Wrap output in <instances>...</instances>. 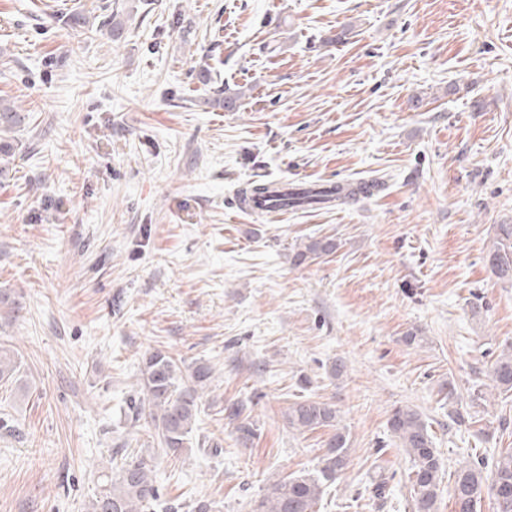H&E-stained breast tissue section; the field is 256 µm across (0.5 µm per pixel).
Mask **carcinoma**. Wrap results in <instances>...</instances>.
<instances>
[{"label": "carcinoma", "mask_w": 512, "mask_h": 512, "mask_svg": "<svg viewBox=\"0 0 512 512\" xmlns=\"http://www.w3.org/2000/svg\"><path fill=\"white\" fill-rule=\"evenodd\" d=\"M349 196L347 186L336 184L321 190L290 192L281 196V201L287 207H306L326 200L342 204ZM335 250L336 242L332 239L311 240L297 249L294 262L300 265ZM486 261L493 275L512 284V224L498 225ZM18 372L15 356L10 350L0 348V381H7ZM212 375V368L201 363L184 376L176 362L159 351L150 354L143 362L140 378L143 397L132 401V408L135 417L151 419L157 445L165 453L177 455L187 448L197 416L200 391ZM490 380L493 389L512 391V345L504 347L496 356ZM224 413L226 418L237 423L240 441L246 444L256 436L244 403L229 402L224 406ZM287 418L289 425L300 432L332 428L334 433L326 442L322 465L316 472L272 481L252 512H316L323 487L328 482H335L347 465L349 437L346 430L339 427L336 408L306 399L292 403ZM388 424L411 462L408 478L415 512H438L442 463L429 432V423L418 410L399 406L392 411ZM488 480L495 496L496 512H512V498L502 497L498 492L499 485H512V448L500 452L489 471L473 463L456 469L454 484L449 491L455 512H476ZM155 483L154 471L146 461L127 464L116 476L104 479L98 493L84 504V512H148L157 502Z\"/></svg>", "instance_id": "1"}]
</instances>
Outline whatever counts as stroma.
Returning <instances> with one entry per match:
<instances>
[{
    "label": "stroma",
    "mask_w": 512,
    "mask_h": 512,
    "mask_svg": "<svg viewBox=\"0 0 512 512\" xmlns=\"http://www.w3.org/2000/svg\"><path fill=\"white\" fill-rule=\"evenodd\" d=\"M115 21L120 39L94 30ZM0 101L23 116L0 176V345L20 364L0 512H84L136 457L179 512H251L326 451L331 429L288 425L305 399L350 439L318 512H413L398 406L430 425L439 512L460 463L512 448V395L472 401L512 343V285L485 263L512 224V0H0ZM255 180L380 189L267 216L239 206ZM324 238L336 252L294 264ZM157 350L213 369L176 457L129 417ZM226 418L230 421L237 422V432L239 440L242 443H248L256 436V429L249 419V415H245L246 407L243 402H229L224 406Z\"/></svg>",
    "instance_id": "35a3bbf8"
}]
</instances>
